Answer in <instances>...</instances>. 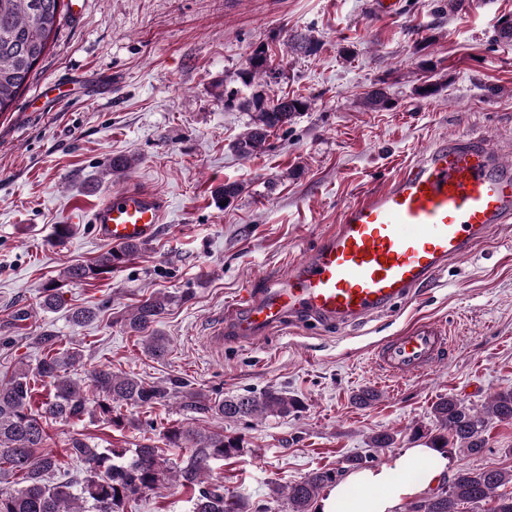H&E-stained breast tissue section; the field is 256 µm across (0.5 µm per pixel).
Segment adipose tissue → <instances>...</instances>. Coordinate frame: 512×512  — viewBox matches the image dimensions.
Here are the masks:
<instances>
[{"label":"adipose tissue","instance_id":"obj_1","mask_svg":"<svg viewBox=\"0 0 512 512\" xmlns=\"http://www.w3.org/2000/svg\"><path fill=\"white\" fill-rule=\"evenodd\" d=\"M448 469V458L432 448L405 449L391 465L361 470L350 480L360 492L342 502L338 489L328 490L317 503V512H397L404 500L434 486Z\"/></svg>","mask_w":512,"mask_h":512}]
</instances>
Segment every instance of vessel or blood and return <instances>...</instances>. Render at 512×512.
I'll return each mask as SVG.
<instances>
[{
  "label": "vessel or blood",
  "instance_id": "vessel-or-blood-1",
  "mask_svg": "<svg viewBox=\"0 0 512 512\" xmlns=\"http://www.w3.org/2000/svg\"><path fill=\"white\" fill-rule=\"evenodd\" d=\"M112 78L81 73L53 82L56 101ZM166 201L145 188L112 193L87 220L97 238L118 247L153 238ZM512 223V164L490 142L463 135L405 164L382 189L356 197L335 231L291 263L281 282L245 289L222 328L254 343L286 319L352 325L404 301L450 260L465 256L500 225ZM447 331L419 321L373 352L388 376L410 379L444 361Z\"/></svg>",
  "mask_w": 512,
  "mask_h": 512
}]
</instances>
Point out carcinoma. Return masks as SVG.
Masks as SVG:
<instances>
[{
    "label": "carcinoma",
    "instance_id": "obj_1",
    "mask_svg": "<svg viewBox=\"0 0 512 512\" xmlns=\"http://www.w3.org/2000/svg\"><path fill=\"white\" fill-rule=\"evenodd\" d=\"M66 13L64 0H0V115L10 111L17 96L25 91L36 65L46 53L48 41L57 31ZM289 48L313 55L317 40L306 35H285ZM281 70L274 65L269 50L259 46L247 57L246 68L239 73L249 96L239 90H224V105L238 104L251 113V122L234 142L235 152L249 158L266 150L271 133L293 124L309 110L302 96H272L266 87L278 82ZM371 110L390 106V98L381 87L364 96ZM143 243L113 247L87 265H71L63 272L70 282L102 279L123 267ZM60 281L52 279L42 288L41 307L53 312L60 307ZM170 298L164 294L140 302L124 321V327L136 334L145 332L167 312ZM97 312L88 307L70 310L69 321L76 327L92 321ZM60 337L45 329L35 337L44 351L35 369L19 367L0 379V483L10 476L21 478V487L13 492L0 489V512H126L135 496L168 487L176 482L190 490L191 512H247L246 501L224 492V484L208 482L205 475L211 463L245 453L243 441L222 432L202 433L183 426L165 428L162 441L168 448H188L191 454L180 466L170 464L162 449L153 444L135 448H99L83 438L71 437L70 455L81 463V475L61 477L56 456L45 450L51 423L68 425L81 420L86 412L114 425H123L116 414L122 405L152 408L172 398L192 412L212 414L224 420L273 415L288 416L302 408V402L288 393L269 387L260 394L234 395L212 399L199 388L181 379L169 385L148 383L138 377L119 375L110 369L94 368L84 381L70 375L80 362L78 352L60 353L55 346ZM146 350L161 358L168 350L167 339L154 334L146 337ZM53 388L52 394L37 411L31 402L37 382ZM98 394L88 408L81 383ZM435 428L430 431L429 447L447 448L453 442L470 456L485 448L483 432L490 420H512V391L495 394L481 410L469 408L458 399L443 398L433 406ZM367 458L353 456L342 468H321L287 486L273 485L270 493L286 500L289 512H315L320 494L336 486L351 469H358ZM512 482V472L484 467L478 471L460 469L447 481L446 489L434 492L408 506V512H460L463 503L496 498L491 512H512V492L496 494L497 488Z\"/></svg>",
    "mask_w": 512,
    "mask_h": 512
}]
</instances>
